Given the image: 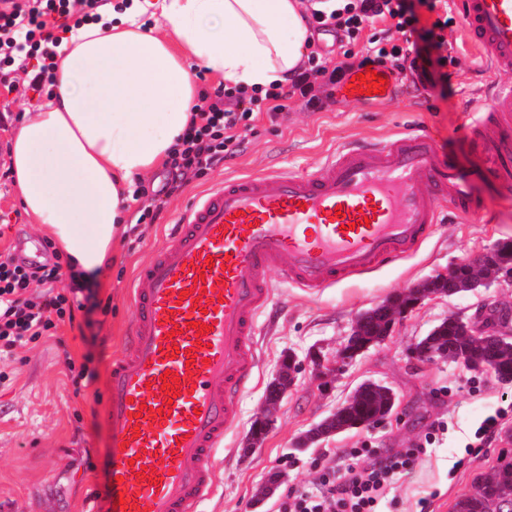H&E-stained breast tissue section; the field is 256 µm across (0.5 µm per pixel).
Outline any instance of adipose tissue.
<instances>
[{"mask_svg": "<svg viewBox=\"0 0 512 512\" xmlns=\"http://www.w3.org/2000/svg\"><path fill=\"white\" fill-rule=\"evenodd\" d=\"M161 29L144 27L149 8ZM307 36L299 0H133L120 22L78 27L56 48L53 95L26 113L10 166L34 223L75 272L117 245L135 183L167 158L197 96L192 64L233 86L286 84Z\"/></svg>", "mask_w": 512, "mask_h": 512, "instance_id": "obj_1", "label": "adipose tissue"}]
</instances>
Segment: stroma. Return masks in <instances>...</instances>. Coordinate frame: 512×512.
Masks as SVG:
<instances>
[{"label":"stroma","mask_w":512,"mask_h":512,"mask_svg":"<svg viewBox=\"0 0 512 512\" xmlns=\"http://www.w3.org/2000/svg\"><path fill=\"white\" fill-rule=\"evenodd\" d=\"M452 24L444 32L453 47L451 93L441 88L417 90L411 78L395 75L393 96L386 102L362 100L349 105L326 102L311 111L299 97L277 119L259 114L242 147L207 172L193 177L184 189L168 198L155 223L140 222L152 203V190L161 188L166 167L157 168L125 214V233L118 262L107 263L95 278L101 308L91 325H60L56 336L0 355V512H81L86 497L101 475L96 461L107 451L110 430L100 424L108 367L121 355L123 338L134 319L129 284L136 268L152 256L181 209L197 192L242 174H260L271 160L287 170L314 172L334 151L352 140L384 139L400 132L428 131L441 154L462 168L478 160L464 123L469 100L481 98L488 72L468 44L462 30L461 0H448ZM377 21L359 39L342 41L335 32L313 36V48L336 61L344 53L362 56L371 36H384ZM15 90L0 86V142L12 141L24 113L43 99L28 91L23 76ZM9 163L0 160V255H31L45 233L22 210ZM474 193L485 205L483 214L462 217L443 211L431 236L411 257L360 277L346 279L320 294L309 295L283 281L282 270L270 277L275 286L277 314L259 321L258 369L254 381L239 397V421L224 438L216 456L218 487L204 502V512H277L276 498L258 500L257 492L269 476L285 471V485L303 490L316 483L330 466V450L368 448L388 456L423 440L437 422L446 430L436 434L426 456L405 472L381 505L382 512H418L420 498L430 497V512H451L456 497L468 491L476 475L512 459V383L490 371L474 370L463 362L423 363L409 354L413 345L448 315L470 320L490 310L512 309V283L496 282L473 292L433 297L405 314L383 343L358 356L335 383L320 387L303 370L295 387L280 402L274 422L259 448L244 451V440L256 419L265 391L284 354L306 363L310 349L335 353L353 319L387 297L406 291L436 271L472 258L502 240H512V201L478 183ZM84 364L97 374L95 381L75 389L67 361ZM390 386L399 402L383 423L336 434L305 452L294 442L332 413L362 381ZM506 419L485 447H474V432L495 411Z\"/></svg>","instance_id":"1"}]
</instances>
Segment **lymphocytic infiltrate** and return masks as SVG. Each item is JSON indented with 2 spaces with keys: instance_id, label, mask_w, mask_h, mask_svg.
Returning <instances> with one entry per match:
<instances>
[{
  "instance_id": "1",
  "label": "lymphocytic infiltrate",
  "mask_w": 512,
  "mask_h": 512,
  "mask_svg": "<svg viewBox=\"0 0 512 512\" xmlns=\"http://www.w3.org/2000/svg\"><path fill=\"white\" fill-rule=\"evenodd\" d=\"M438 0H354L331 12L314 11L311 26L333 31L337 36L357 39L366 25L381 19L389 24L388 37L368 48L358 61L334 62L310 52L290 88L273 84L249 90L224 84L199 92L193 115L172 148L168 177L161 195L172 196L182 189L184 178L205 175L214 165L231 157L258 114L277 118L288 108L289 95H298L305 107L316 111L323 100L313 79L323 76L328 87H336L356 68L388 66L414 74L425 88L449 81V59L441 55L442 35L447 23L436 20L432 27L420 25V10L435 11ZM106 0H0V67L27 71L29 86L44 92L54 66L52 50L58 39L54 29L64 31L96 20ZM418 37V45L405 48L395 36ZM36 59V69L26 62ZM45 263L37 266L9 256L0 260V353L14 350L54 335L58 326L74 320L85 305L80 296L92 287L91 277L72 276L71 285L55 290L61 276L60 254L52 242H45ZM43 286V293L30 296L31 285ZM425 446L397 452L383 459H371L370 449L339 448L334 466L324 468L313 487L299 491L284 489L278 512H379L382 500L416 460L426 455Z\"/></svg>"
}]
</instances>
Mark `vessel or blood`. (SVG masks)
Masks as SVG:
<instances>
[{
	"mask_svg": "<svg viewBox=\"0 0 512 512\" xmlns=\"http://www.w3.org/2000/svg\"><path fill=\"white\" fill-rule=\"evenodd\" d=\"M462 18L493 75L465 126L481 163L443 160L419 130L346 145L310 174L235 178L182 211L137 268L135 318L105 388L104 481L82 512H201L217 487L216 453L258 367L256 321L274 300L272 269L320 293L413 253L442 206L479 214L474 184L512 180V85L498 80L512 71V0H463ZM199 323L207 332L197 333ZM167 372L180 382L177 397Z\"/></svg>",
	"mask_w": 512,
	"mask_h": 512,
	"instance_id": "vessel-or-blood-1",
	"label": "vessel or blood"
}]
</instances>
